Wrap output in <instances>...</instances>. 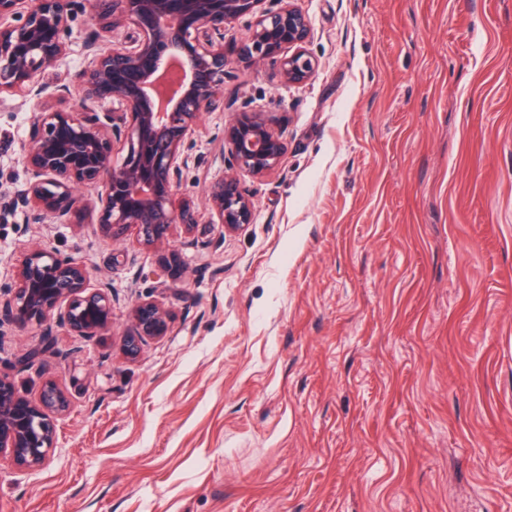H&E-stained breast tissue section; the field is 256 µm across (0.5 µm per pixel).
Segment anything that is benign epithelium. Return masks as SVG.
Here are the masks:
<instances>
[{
    "mask_svg": "<svg viewBox=\"0 0 512 512\" xmlns=\"http://www.w3.org/2000/svg\"><path fill=\"white\" fill-rule=\"evenodd\" d=\"M85 2L0 0V96L25 92L42 101L77 95L84 107L35 114L23 145L26 185L17 200L30 208L34 224H71L89 206L114 241L133 230L143 245L167 244L174 225L189 233L198 224L195 203L176 200L175 189L195 151L201 115L224 108L230 65L224 30L250 17V36L234 46L238 61L270 60L284 82L302 84L316 72L305 48L308 18L295 0H95L101 25L85 37L83 68L51 86L45 75L68 54V22ZM122 27L137 34L128 45L113 41ZM115 101L124 112L104 108ZM116 142L123 143L119 162ZM224 143L228 173L209 187L207 204L211 223L235 232L253 221V204L236 172L275 170L286 143L261 114L247 111L227 126ZM111 321V286H90L82 264L45 248L27 256L13 286L0 288V328L56 324L94 337ZM169 324L162 303L138 302L130 312L126 357L137 358ZM67 405L57 382H46L32 400L0 369V458L18 469L42 466L54 446L53 415Z\"/></svg>",
    "mask_w": 512,
    "mask_h": 512,
    "instance_id": "obj_1",
    "label": "benign epithelium"
}]
</instances>
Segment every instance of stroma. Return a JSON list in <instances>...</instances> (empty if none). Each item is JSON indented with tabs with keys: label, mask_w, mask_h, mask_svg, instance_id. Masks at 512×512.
<instances>
[{
	"label": "stroma",
	"mask_w": 512,
	"mask_h": 512,
	"mask_svg": "<svg viewBox=\"0 0 512 512\" xmlns=\"http://www.w3.org/2000/svg\"><path fill=\"white\" fill-rule=\"evenodd\" d=\"M314 78L232 62L179 193L178 277L161 247L98 215L32 224L0 206V284L36 246L109 283L85 338L0 328V369L56 414L46 464L0 461V512H512V0H297ZM75 15L47 82L84 64ZM260 112L287 146L241 175L252 224L222 233L206 195L224 128ZM36 102L0 97V188H23ZM151 298L166 336L122 350Z\"/></svg>",
	"instance_id": "obj_1"
}]
</instances>
